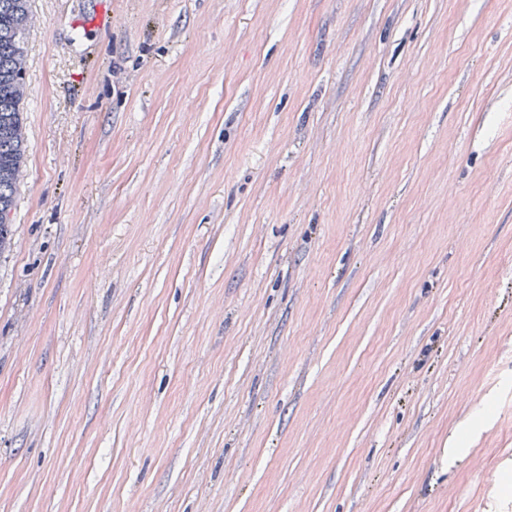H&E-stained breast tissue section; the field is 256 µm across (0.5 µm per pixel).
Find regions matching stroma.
<instances>
[{
    "label": "stroma",
    "instance_id": "35a3bbf8",
    "mask_svg": "<svg viewBox=\"0 0 512 512\" xmlns=\"http://www.w3.org/2000/svg\"><path fill=\"white\" fill-rule=\"evenodd\" d=\"M0 512H512V0H30Z\"/></svg>",
    "mask_w": 512,
    "mask_h": 512
}]
</instances>
